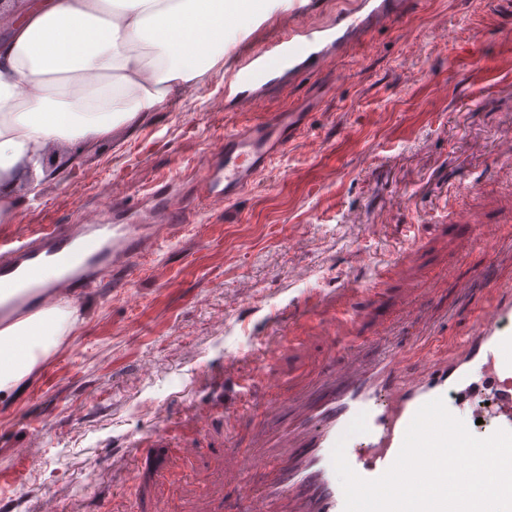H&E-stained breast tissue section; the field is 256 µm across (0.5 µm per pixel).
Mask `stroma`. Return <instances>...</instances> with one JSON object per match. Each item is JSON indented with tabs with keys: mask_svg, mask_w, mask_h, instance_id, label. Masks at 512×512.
I'll use <instances>...</instances> for the list:
<instances>
[{
	"mask_svg": "<svg viewBox=\"0 0 512 512\" xmlns=\"http://www.w3.org/2000/svg\"><path fill=\"white\" fill-rule=\"evenodd\" d=\"M438 21L447 37L435 34ZM287 109L304 113L301 129L232 209L198 194L196 177L225 129ZM507 135L512 0H408L327 73L271 89L254 108L225 110L218 68L133 133L87 146L77 163L60 152L62 176L20 192L10 234L89 214L111 220L117 182L132 203L172 182L194 205L176 240L136 263L127 287L106 284L77 302V325L40 360L70 381L29 375L0 400V500L35 512L52 491L66 512H139L155 498L175 512H244L243 490L221 476L225 452L285 456L277 436L340 369L345 343L356 341L370 362L385 345L433 330L462 335L493 301L492 285L512 286V233L491 249L458 219L471 211L512 226V164L497 155ZM390 264L398 274L365 294L375 268ZM477 272L484 285H470ZM352 288L355 319L336 326L333 351L319 313L343 307ZM265 366L281 390L256 383L264 421L234 412L197 426L190 403L226 404L223 388L200 387L201 376H254ZM89 387L98 398L86 404ZM34 432L40 442L14 456ZM140 437L151 459L115 466ZM167 456L175 469H158Z\"/></svg>",
	"mask_w": 512,
	"mask_h": 512,
	"instance_id": "obj_1",
	"label": "stroma"
}]
</instances>
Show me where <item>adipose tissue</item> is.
<instances>
[{
	"mask_svg": "<svg viewBox=\"0 0 512 512\" xmlns=\"http://www.w3.org/2000/svg\"><path fill=\"white\" fill-rule=\"evenodd\" d=\"M274 0H21L0 42V223L19 183L46 174L49 150L80 155L90 141L135 130L217 68L224 29L250 30ZM70 304L1 330L0 397H8L70 333Z\"/></svg>",
	"mask_w": 512,
	"mask_h": 512,
	"instance_id": "ef3b65f1",
	"label": "adipose tissue"
}]
</instances>
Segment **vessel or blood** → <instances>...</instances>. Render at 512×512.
<instances>
[{
	"mask_svg": "<svg viewBox=\"0 0 512 512\" xmlns=\"http://www.w3.org/2000/svg\"><path fill=\"white\" fill-rule=\"evenodd\" d=\"M402 2L360 0V14H341L317 28L304 22L316 0H288L285 11L293 27L246 58L238 47L250 41V34L229 31L236 46L224 55L225 101L243 111L256 105L268 86L328 69L347 43L394 18ZM300 122V113L289 110L227 132L222 155L208 162L201 178L203 191L210 196L216 186H223L224 203L232 205ZM188 204L185 195L168 192L152 207L132 206L118 187L112 210L134 216V223L90 219L43 224L26 236L0 239V330L26 318L32 309L83 299L104 281L116 288L126 286L136 260L174 236ZM454 348L448 356L439 337H416L413 351L420 353L421 366L407 382L400 374L409 352L400 346L389 347L370 364L347 356L341 375L330 377L301 416L296 428L303 439L299 453L283 459L249 448L225 453L224 475L247 483L248 512H274L276 503L291 499L303 502L302 512H344V493L331 454L361 413L367 430L347 437L345 455L366 479L379 477L393 464L416 411L438 397L465 424L489 419L494 429L512 431V292L479 310ZM485 397L489 406H479ZM257 469L265 476L259 486L247 481Z\"/></svg>",
	"mask_w": 512,
	"mask_h": 512,
	"instance_id": "obj_1",
	"label": "vessel or blood"
}]
</instances>
